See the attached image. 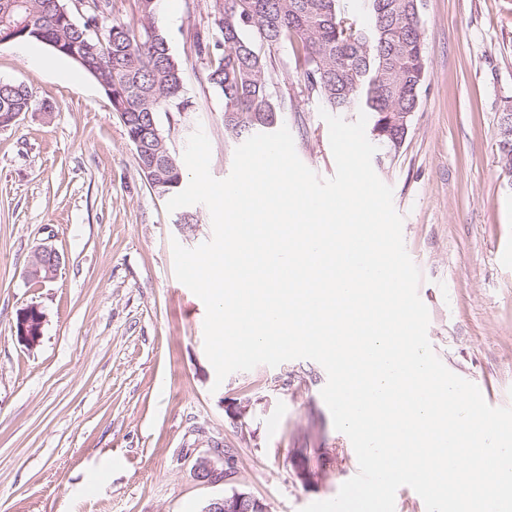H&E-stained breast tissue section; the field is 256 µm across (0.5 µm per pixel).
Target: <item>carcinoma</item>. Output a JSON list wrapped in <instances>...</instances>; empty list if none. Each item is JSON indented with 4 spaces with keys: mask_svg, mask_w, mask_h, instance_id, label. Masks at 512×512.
Masks as SVG:
<instances>
[{
    "mask_svg": "<svg viewBox=\"0 0 512 512\" xmlns=\"http://www.w3.org/2000/svg\"><path fill=\"white\" fill-rule=\"evenodd\" d=\"M367 17L341 8V0H222L210 6L211 26L192 36L196 58L222 99L224 129L247 139L274 128L285 98L273 95L275 52L291 48L308 92L333 112L372 116L371 136L380 151L398 152L402 113L413 114L428 76L420 0H367ZM66 0H0V36L37 40L80 66L99 60L104 93L125 112L130 142H141L137 164L158 155L149 117L189 112L182 64L171 52L161 0H137L135 26L109 21V0H90L83 16L62 11ZM105 37L100 43L95 31ZM21 84H0V123L34 109ZM159 190L177 194L183 173L170 157Z\"/></svg>",
    "mask_w": 512,
    "mask_h": 512,
    "instance_id": "1",
    "label": "carcinoma"
}]
</instances>
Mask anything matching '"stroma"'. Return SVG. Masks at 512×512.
<instances>
[{
	"mask_svg": "<svg viewBox=\"0 0 512 512\" xmlns=\"http://www.w3.org/2000/svg\"><path fill=\"white\" fill-rule=\"evenodd\" d=\"M177 2L163 17L193 107L160 115V129L179 157L203 128L210 172L223 179L240 141L191 49L209 0ZM422 21L419 110L396 156L373 168L393 189L422 274L434 352L487 403L512 406V177L497 148L501 99L512 95V0H424ZM24 48L0 45V81L25 85L51 111L0 127V512H201L234 487L269 512L333 498L355 456L321 397L325 369L297 359L216 383L205 306L176 279L172 252L211 239L208 208L188 206L190 224L167 212L97 81L61 56L55 68L30 67ZM275 58L281 123L301 161L331 178L324 103L305 90L290 48ZM46 240L62 266L38 284L27 262ZM31 305L46 321L29 349L14 324ZM233 402L249 403L243 420L229 415ZM214 442L237 451L232 483L194 472Z\"/></svg>",
	"mask_w": 512,
	"mask_h": 512,
	"instance_id": "35a3bbf8",
	"label": "stroma"
}]
</instances>
